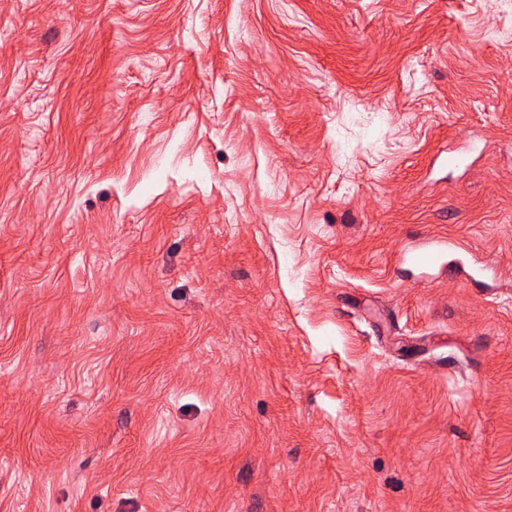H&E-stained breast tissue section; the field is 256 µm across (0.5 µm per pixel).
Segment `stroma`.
Segmentation results:
<instances>
[{
  "mask_svg": "<svg viewBox=\"0 0 512 512\" xmlns=\"http://www.w3.org/2000/svg\"><path fill=\"white\" fill-rule=\"evenodd\" d=\"M0 512H512V0H0ZM457 248L458 246L447 237H432L415 245H405L399 252V260L420 268H431L439 263L443 266L446 262L441 261Z\"/></svg>",
  "mask_w": 512,
  "mask_h": 512,
  "instance_id": "obj_1",
  "label": "stroma"
}]
</instances>
